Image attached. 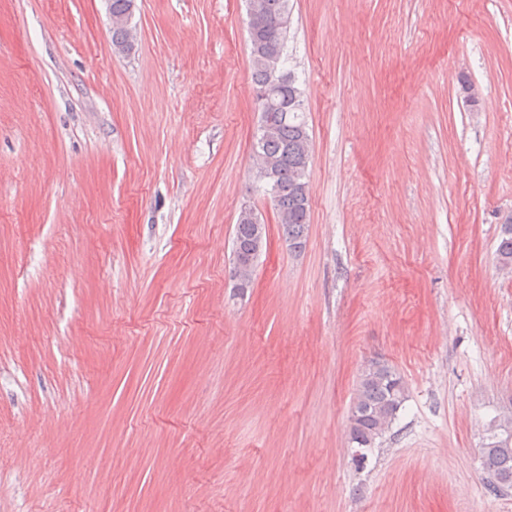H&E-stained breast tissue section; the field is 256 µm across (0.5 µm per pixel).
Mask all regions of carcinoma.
Masks as SVG:
<instances>
[{
	"instance_id": "cac0c4a2",
	"label": "carcinoma",
	"mask_w": 512,
	"mask_h": 512,
	"mask_svg": "<svg viewBox=\"0 0 512 512\" xmlns=\"http://www.w3.org/2000/svg\"><path fill=\"white\" fill-rule=\"evenodd\" d=\"M262 18L261 26L248 34L249 61L254 93L272 89L266 100L255 97L259 122L266 130H256L253 150L265 159L273 178L265 190L277 215L282 235L292 245L306 246L310 224L309 166L311 140L304 110L291 106L294 85L282 82L272 86L273 73L286 61L288 41V0H250ZM112 47L118 53L134 48V38L119 19L132 15L133 0H110ZM233 236L251 250L257 240L256 225L237 219ZM496 258L499 266L512 269V216L504 225ZM408 388L396 369L383 359H372L362 369L351 407L350 442L366 451L377 445L397 419L408 398ZM481 464L487 475L488 490L512 487V415L489 422L481 444Z\"/></svg>"
}]
</instances>
